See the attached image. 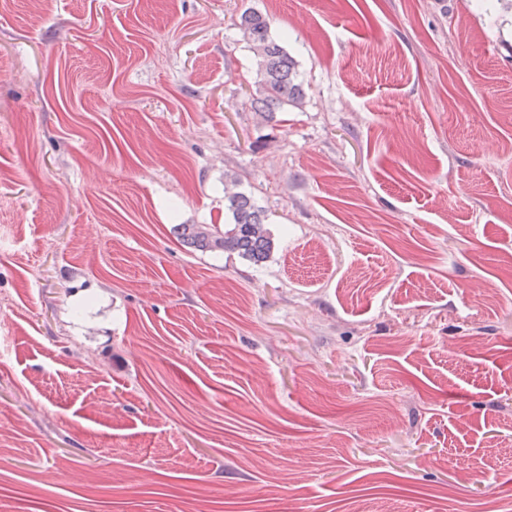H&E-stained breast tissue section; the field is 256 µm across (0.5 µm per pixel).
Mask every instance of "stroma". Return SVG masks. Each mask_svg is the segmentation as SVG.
Listing matches in <instances>:
<instances>
[{
    "label": "stroma",
    "mask_w": 512,
    "mask_h": 512,
    "mask_svg": "<svg viewBox=\"0 0 512 512\" xmlns=\"http://www.w3.org/2000/svg\"><path fill=\"white\" fill-rule=\"evenodd\" d=\"M233 178L259 265L175 231ZM0 512H512V10H0ZM239 25L254 53L262 96L258 112L267 121H277V112H285L288 107L299 108L304 103L305 90L298 80L296 62L271 36L267 16L249 8L242 13Z\"/></svg>",
    "instance_id": "obj_1"
}]
</instances>
